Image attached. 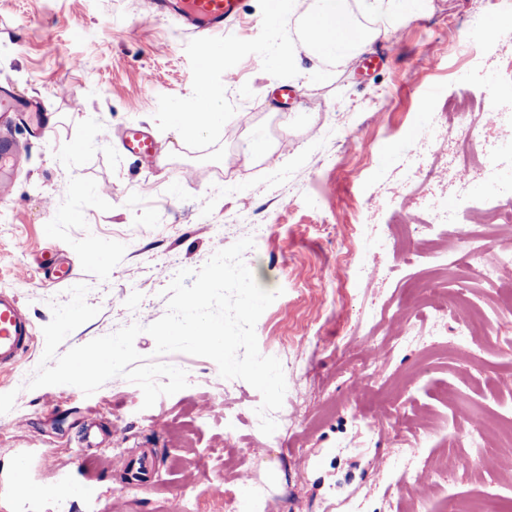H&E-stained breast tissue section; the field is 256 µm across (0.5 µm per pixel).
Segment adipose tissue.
Segmentation results:
<instances>
[{"mask_svg": "<svg viewBox=\"0 0 512 512\" xmlns=\"http://www.w3.org/2000/svg\"><path fill=\"white\" fill-rule=\"evenodd\" d=\"M427 4L428 0H311L302 22L307 56L314 63L331 59L347 64L377 40L392 37ZM326 30L337 35L336 45L324 43Z\"/></svg>", "mask_w": 512, "mask_h": 512, "instance_id": "adipose-tissue-1", "label": "adipose tissue"}]
</instances>
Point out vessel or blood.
Returning a JSON list of instances; mask_svg holds the SVG:
<instances>
[{
	"instance_id": "vessel-or-blood-1",
	"label": "vessel or blood",
	"mask_w": 512,
	"mask_h": 512,
	"mask_svg": "<svg viewBox=\"0 0 512 512\" xmlns=\"http://www.w3.org/2000/svg\"><path fill=\"white\" fill-rule=\"evenodd\" d=\"M156 15L177 16L182 23L212 39L228 29L243 13L246 0H151ZM32 109L30 101L0 86V160L20 167L24 160L22 146L12 138L13 126L28 122ZM123 150L134 156L150 159L159 153V146L144 130L129 128L120 139ZM35 340L34 325L24 313L16 297L0 293V371L12 369L30 351ZM155 474L152 455L141 454L128 458L124 479L143 483Z\"/></svg>"
}]
</instances>
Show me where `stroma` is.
<instances>
[{"mask_svg": "<svg viewBox=\"0 0 512 512\" xmlns=\"http://www.w3.org/2000/svg\"><path fill=\"white\" fill-rule=\"evenodd\" d=\"M310 0H292L281 23L263 21L266 0H247L243 22L222 46L203 55L196 35L175 17L154 20L134 0H0V83L39 101L56 122L52 135L25 127L24 167L0 201V292L16 296L35 328L52 318V303L71 287L89 288L97 315L72 332L61 351L167 310L165 290L178 271L201 268L218 250L250 237L243 255L258 284L276 292L255 332L262 355L300 363L291 395L309 412L274 448L251 418L259 392L224 379L206 357H155L147 333L135 339L146 361L180 364L187 388L143 408L138 386L118 376L93 395L70 385L27 389L44 353L0 376V479L28 464L39 496L15 497L0 482V512H164L185 497L189 512H224L225 481L238 494H260L267 512H442L462 503L512 497V452L495 471L466 465L467 443L449 449L462 430L456 407L490 413L512 405L498 373L512 371V342L495 318L512 315V285L477 280L471 298L489 304L485 336H462L447 315L407 325L383 313L414 307L425 288L451 289L433 255L458 258L466 242L431 235L401 237L424 200L495 197L494 183L471 166L458 184L465 140L494 149L503 131L448 114L449 103L479 102L497 88L512 93V8L501 0H430L390 45V62L365 73L361 60L322 63L314 79L301 70L270 71L273 53L304 56L301 20ZM205 70L222 123L181 138L174 112L200 103L196 73ZM296 91L279 107V86ZM436 127L438 139L415 165L412 131ZM139 126L162 148L149 165L126 154L115 136ZM113 139H106L105 131ZM278 150L247 160L254 137ZM47 251L65 252L71 277L47 283ZM101 262L84 264L87 254ZM311 335L302 343L303 335ZM390 360L371 391L352 396L350 369L372 349ZM238 423L224 436V417ZM380 419L393 437L409 438L410 423L428 430L419 452L446 461L438 482L412 487L408 457L368 433ZM152 451L153 482L123 489L127 455ZM80 452L82 483L91 497L43 495L58 477L60 454Z\"/></svg>", "mask_w": 512, "mask_h": 512, "instance_id": "obj_1", "label": "stroma"}]
</instances>
